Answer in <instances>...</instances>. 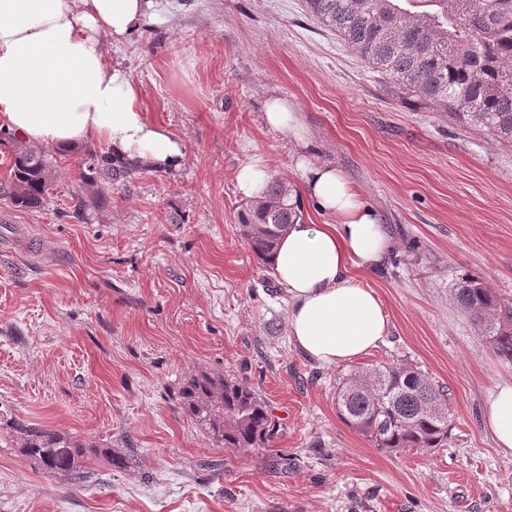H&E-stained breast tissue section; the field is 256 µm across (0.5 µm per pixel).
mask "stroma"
<instances>
[{
    "mask_svg": "<svg viewBox=\"0 0 512 512\" xmlns=\"http://www.w3.org/2000/svg\"><path fill=\"white\" fill-rule=\"evenodd\" d=\"M104 45L186 156L134 168L83 222L69 215L80 147L57 155L43 207L0 197V420L128 466L49 476L0 429V512H512V456L483 423L512 363L453 299L466 275L512 298V144L392 92L304 0H151L127 40ZM272 95L299 112L310 160L354 183L395 240L384 269L357 273L389 334L349 365L297 351L288 295L240 234L243 168L259 159L301 185L297 144L263 120ZM393 360L447 390V447L381 450L339 418V379ZM203 371L269 403V447L221 448L196 427L175 395Z\"/></svg>",
    "mask_w": 512,
    "mask_h": 512,
    "instance_id": "1",
    "label": "stroma"
}]
</instances>
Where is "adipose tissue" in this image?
Here are the masks:
<instances>
[{
  "label": "adipose tissue",
  "mask_w": 512,
  "mask_h": 512,
  "mask_svg": "<svg viewBox=\"0 0 512 512\" xmlns=\"http://www.w3.org/2000/svg\"><path fill=\"white\" fill-rule=\"evenodd\" d=\"M149 0H0V130L30 145L67 151L100 140L130 165L179 168L184 140L148 121L139 90L111 65L103 37H128ZM266 124L300 144L295 167L302 197L329 218L289 225L271 258L290 298L288 334L300 353L324 365L352 363L383 342L388 317L356 270H377L393 240L377 213L338 170L312 163L299 115L287 98L264 103ZM484 425L499 453L512 456V383L497 385Z\"/></svg>",
  "instance_id": "ef3b65f1"
}]
</instances>
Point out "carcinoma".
<instances>
[{"label": "carcinoma", "instance_id": "cac0c4a2", "mask_svg": "<svg viewBox=\"0 0 512 512\" xmlns=\"http://www.w3.org/2000/svg\"><path fill=\"white\" fill-rule=\"evenodd\" d=\"M307 10L335 31L373 70L396 82L429 108L448 112L467 127L512 143V0H307ZM11 145L0 196L16 208L45 202L56 173L53 155L35 151L6 132ZM80 167L81 182L113 186L128 181L131 168L111 152L90 148ZM72 217L86 219L87 201L70 192ZM292 188L271 181L264 197L238 212L241 236L263 264H270L279 237L303 218L291 202ZM477 336L496 355L512 362V299L478 276L454 289ZM178 401L191 419L226 448H266L278 434L267 403L236 377L199 373L180 387ZM340 418L381 450L445 448L451 432L447 391L402 360L347 375L336 387ZM18 448L48 475H80L103 457L120 468L125 458L54 430L12 426Z\"/></svg>", "mask_w": 512, "mask_h": 512}]
</instances>
